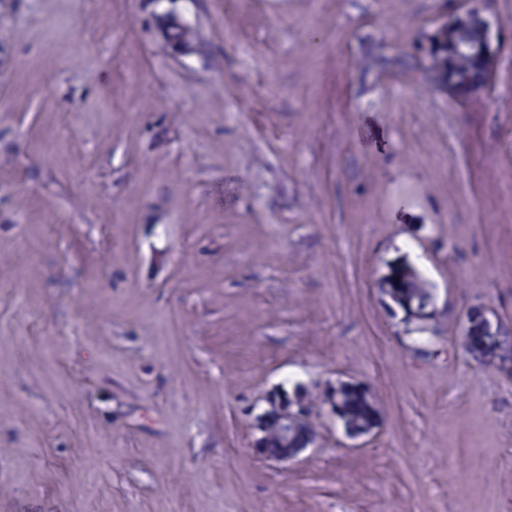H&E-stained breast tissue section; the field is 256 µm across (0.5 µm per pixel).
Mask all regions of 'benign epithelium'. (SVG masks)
Here are the masks:
<instances>
[{
    "label": "benign epithelium",
    "mask_w": 512,
    "mask_h": 512,
    "mask_svg": "<svg viewBox=\"0 0 512 512\" xmlns=\"http://www.w3.org/2000/svg\"><path fill=\"white\" fill-rule=\"evenodd\" d=\"M491 2L492 0H455L453 12L424 37L421 50L416 54L422 68L430 70L434 65L430 53L448 46V28H457L475 36L474 46L480 64V74L477 78L461 93L448 88L445 76L434 81V85L447 91L448 95L459 102L472 100L489 85L494 73L500 46L492 39L490 23L485 16ZM378 293L382 308L393 319L400 314L407 321L439 317L436 306L432 305L427 310L422 309L418 300L402 295L395 288H380ZM475 334L484 337V342L469 346L471 354L497 358L501 361L512 359V355L501 350V336L492 331L490 320L483 310L464 321L461 335ZM322 402L335 421L342 423V410L336 400V386L330 385L322 390ZM266 404L264 411L256 417L259 437L254 442V448L258 454L276 465L286 466L297 461L308 449L315 447L318 432L308 425L306 391L273 390L266 396ZM379 424L380 411L376 408L364 430H346L344 436L353 442L364 443L375 434Z\"/></svg>",
    "instance_id": "7a95c632"
}]
</instances>
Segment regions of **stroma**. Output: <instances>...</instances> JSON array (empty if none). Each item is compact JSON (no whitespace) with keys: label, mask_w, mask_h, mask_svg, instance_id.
<instances>
[{"label":"stroma","mask_w":512,"mask_h":512,"mask_svg":"<svg viewBox=\"0 0 512 512\" xmlns=\"http://www.w3.org/2000/svg\"><path fill=\"white\" fill-rule=\"evenodd\" d=\"M451 9L0 0V512H512V371L461 347L473 307L512 334V46L467 103L396 64ZM339 379L363 447L323 412L254 450L267 392ZM393 268H390L392 270ZM380 278V287L386 284L391 287L378 288L379 300L382 308L391 318H396L400 312L403 313L402 320H413L416 318L438 319L439 311L437 310L434 297L432 296V305L428 310L420 308V303H427L431 299V295L427 292L430 289L429 282L421 273H416L406 281L393 282L389 271ZM397 285L404 293L417 294L419 299L410 298L402 295L397 289ZM340 382L358 386L365 392L368 401L372 405L374 413L371 415V418L364 430L360 432L347 431L341 418L342 408L347 417V424L353 429L359 430L367 423L369 417V405L360 393L355 390H341L337 396L338 403L336 400L337 383H335L334 385L327 386L322 390V402L327 407L328 413L341 426L344 436L353 442L361 441V444L355 446L363 445L368 438L375 434L379 427L380 411L372 399L370 389L365 384L359 382Z\"/></svg>","instance_id":"1"}]
</instances>
